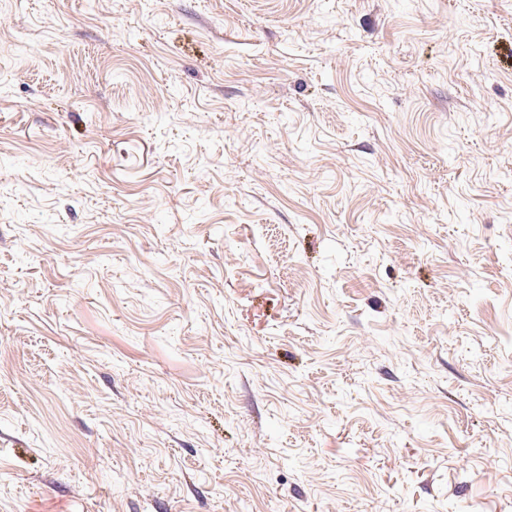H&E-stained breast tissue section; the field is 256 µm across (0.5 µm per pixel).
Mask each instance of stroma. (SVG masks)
I'll use <instances>...</instances> for the list:
<instances>
[{"instance_id": "1", "label": "stroma", "mask_w": 512, "mask_h": 512, "mask_svg": "<svg viewBox=\"0 0 512 512\" xmlns=\"http://www.w3.org/2000/svg\"><path fill=\"white\" fill-rule=\"evenodd\" d=\"M0 512H512V0H0Z\"/></svg>"}]
</instances>
